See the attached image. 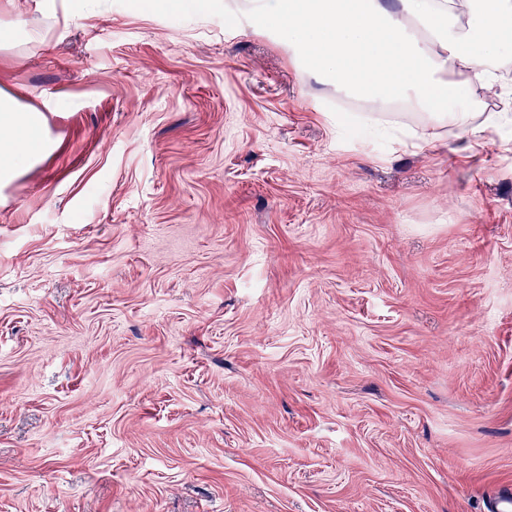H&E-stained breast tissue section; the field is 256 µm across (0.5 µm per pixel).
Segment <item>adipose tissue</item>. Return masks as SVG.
Returning <instances> with one entry per match:
<instances>
[{
  "label": "adipose tissue",
  "instance_id": "ef3b65f1",
  "mask_svg": "<svg viewBox=\"0 0 512 512\" xmlns=\"http://www.w3.org/2000/svg\"><path fill=\"white\" fill-rule=\"evenodd\" d=\"M284 33L295 63L330 79L337 92L405 102L432 121L483 141L503 112L476 121L461 87L499 83L512 55V0H254ZM42 143V115L0 92V179Z\"/></svg>",
  "mask_w": 512,
  "mask_h": 512
}]
</instances>
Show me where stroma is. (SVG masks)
Segmentation results:
<instances>
[{
    "mask_svg": "<svg viewBox=\"0 0 512 512\" xmlns=\"http://www.w3.org/2000/svg\"><path fill=\"white\" fill-rule=\"evenodd\" d=\"M80 2L0 7V512H490L512 121L356 139L253 0ZM42 115L0 92V179L34 155L42 143Z\"/></svg>",
    "mask_w": 512,
    "mask_h": 512,
    "instance_id": "1",
    "label": "stroma"
}]
</instances>
